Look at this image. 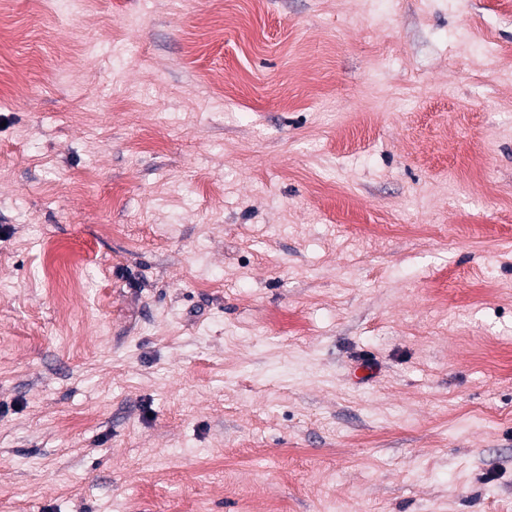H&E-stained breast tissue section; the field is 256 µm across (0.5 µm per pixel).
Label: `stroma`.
<instances>
[{"label": "stroma", "instance_id": "obj_1", "mask_svg": "<svg viewBox=\"0 0 512 512\" xmlns=\"http://www.w3.org/2000/svg\"><path fill=\"white\" fill-rule=\"evenodd\" d=\"M0 41V512H512V0Z\"/></svg>", "mask_w": 512, "mask_h": 512}]
</instances>
